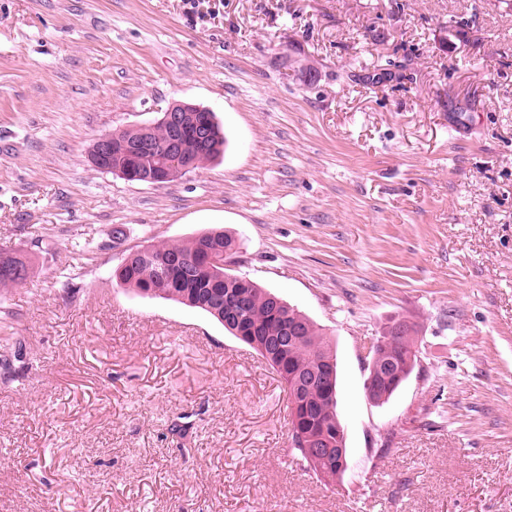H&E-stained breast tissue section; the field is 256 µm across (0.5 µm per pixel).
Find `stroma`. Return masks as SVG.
<instances>
[{
	"instance_id": "35a3bbf8",
	"label": "stroma",
	"mask_w": 512,
	"mask_h": 512,
	"mask_svg": "<svg viewBox=\"0 0 512 512\" xmlns=\"http://www.w3.org/2000/svg\"><path fill=\"white\" fill-rule=\"evenodd\" d=\"M180 102L215 112L223 157L164 184L91 165ZM210 229L335 349L340 481L293 456L262 357L116 285L130 250ZM0 254L31 261L0 286V512H512L497 0H0ZM396 316L417 361L375 404L365 350Z\"/></svg>"
}]
</instances>
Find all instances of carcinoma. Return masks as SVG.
<instances>
[{
    "mask_svg": "<svg viewBox=\"0 0 512 512\" xmlns=\"http://www.w3.org/2000/svg\"><path fill=\"white\" fill-rule=\"evenodd\" d=\"M213 138L201 144L195 132L183 134L179 145L169 147L171 131L163 123L127 128L121 142L112 144V173L177 172L185 165L196 170L224 153L226 138L215 127ZM146 144L140 154H127L122 143ZM236 240L217 230L205 232L186 244H150L144 247L149 257L128 253L115 269L117 283L143 296L173 300L189 308L206 312L224 325L234 337L250 336L243 344L263 357L284 384L288 394L289 431L292 450L314 473L327 483L342 479L338 475L339 454L349 448L336 445L332 430L342 426L338 404V362L336 351L320 328L297 306L279 294L260 287L222 261L236 253ZM168 264L166 282H161L157 267ZM26 262L0 256V285L19 284L28 277ZM289 327L298 339L281 353L277 336ZM416 324H407L398 345L406 356L416 352ZM314 441L324 443L330 453L307 447Z\"/></svg>",
    "mask_w": 512,
    "mask_h": 512,
    "instance_id": "obj_1",
    "label": "carcinoma"
}]
</instances>
